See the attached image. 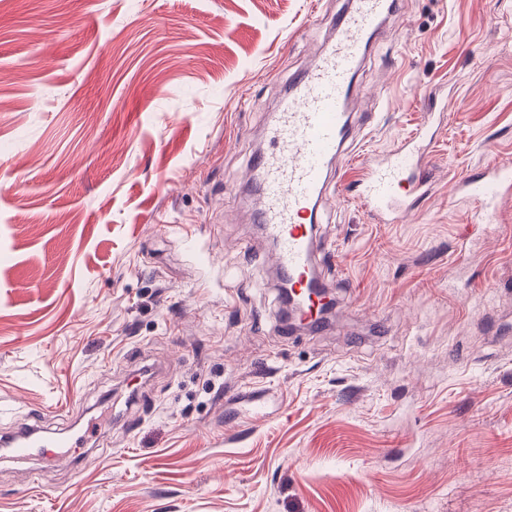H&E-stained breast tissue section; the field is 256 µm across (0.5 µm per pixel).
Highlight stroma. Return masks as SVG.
<instances>
[{
    "label": "stroma",
    "mask_w": 512,
    "mask_h": 512,
    "mask_svg": "<svg viewBox=\"0 0 512 512\" xmlns=\"http://www.w3.org/2000/svg\"><path fill=\"white\" fill-rule=\"evenodd\" d=\"M347 0H0V512H512V0H397L347 142L444 114L434 197L374 223L330 177L328 330L282 333L246 207L290 81ZM109 429L92 431L99 419ZM512 186V162L503 161L492 166L479 180L461 179L455 182L453 193L464 194L467 198L482 199L497 203L504 190ZM15 434H1L0 459L21 463L33 455L52 466L69 463L71 451L63 448H76V442L66 433L50 432L41 427L37 419Z\"/></svg>",
    "instance_id": "35a3bbf8"
}]
</instances>
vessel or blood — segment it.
<instances>
[{
  "instance_id": "vessel-or-blood-1",
  "label": "vessel or blood",
  "mask_w": 512,
  "mask_h": 512,
  "mask_svg": "<svg viewBox=\"0 0 512 512\" xmlns=\"http://www.w3.org/2000/svg\"><path fill=\"white\" fill-rule=\"evenodd\" d=\"M395 0H351L337 15L336 39L296 76L288 101L275 115L268 133L270 150L259 153L252 173L264 206L259 222L278 249V265L290 288L304 301L302 320L316 322L322 297L314 264V229L318 203L332 169L348 165L345 144L350 133L348 104L353 79L382 20ZM442 120L429 113L416 135L384 154H366L360 173L337 189L349 194L380 224H400L432 196L433 176L426 149ZM512 188V162L492 166L478 180L461 179L453 191L473 199L498 202ZM75 442L68 434L31 423L0 436V459L21 463L40 456L50 465L71 460Z\"/></svg>"
}]
</instances>
